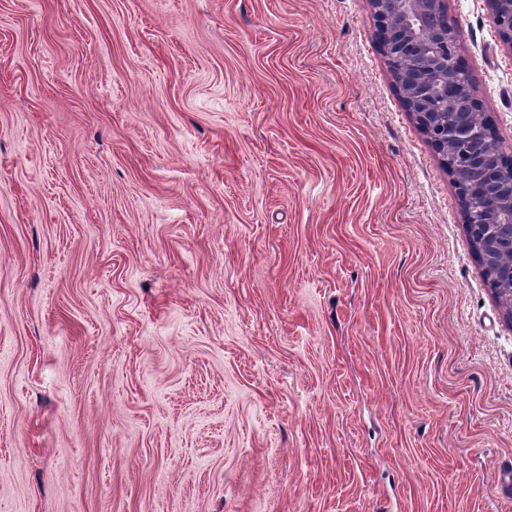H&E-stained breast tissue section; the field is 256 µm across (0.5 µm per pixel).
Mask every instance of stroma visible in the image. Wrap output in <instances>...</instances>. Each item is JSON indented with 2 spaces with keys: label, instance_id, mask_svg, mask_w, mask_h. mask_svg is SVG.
<instances>
[{
  "label": "stroma",
  "instance_id": "stroma-1",
  "mask_svg": "<svg viewBox=\"0 0 512 512\" xmlns=\"http://www.w3.org/2000/svg\"><path fill=\"white\" fill-rule=\"evenodd\" d=\"M509 466L512 323L369 0H0V512H512Z\"/></svg>",
  "mask_w": 512,
  "mask_h": 512
}]
</instances>
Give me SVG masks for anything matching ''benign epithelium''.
<instances>
[{
	"instance_id": "obj_1",
	"label": "benign epithelium",
	"mask_w": 512,
	"mask_h": 512,
	"mask_svg": "<svg viewBox=\"0 0 512 512\" xmlns=\"http://www.w3.org/2000/svg\"><path fill=\"white\" fill-rule=\"evenodd\" d=\"M379 27L387 31L380 48L401 100L442 156L462 150V179L451 172L465 215L468 236L505 287L496 298L512 322V167L492 153L486 132L458 103L480 104L473 84L448 68L458 53L459 29L444 22L447 0H370ZM501 42L512 51V0H487Z\"/></svg>"
}]
</instances>
